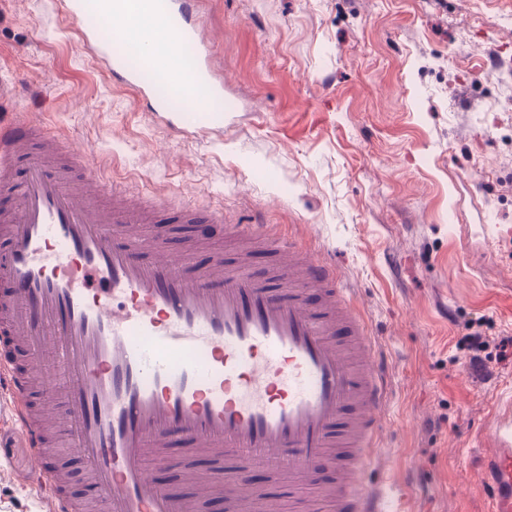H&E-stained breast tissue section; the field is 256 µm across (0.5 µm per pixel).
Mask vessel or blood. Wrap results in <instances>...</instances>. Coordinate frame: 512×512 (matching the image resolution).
Returning a JSON list of instances; mask_svg holds the SVG:
<instances>
[{
    "mask_svg": "<svg viewBox=\"0 0 512 512\" xmlns=\"http://www.w3.org/2000/svg\"><path fill=\"white\" fill-rule=\"evenodd\" d=\"M72 20L98 16L82 29L84 44L115 84L172 132L220 134L226 113L224 78L202 30L198 0H61ZM151 11L173 47H192L190 74L160 63L155 43L142 66L125 62L121 22ZM152 80H145L144 71ZM203 87L188 99L198 121L155 92L156 83ZM26 121H0V196L20 192L15 208L0 207V389L11 399L12 428L31 452L34 474L52 492L46 512H83L65 492L55 462L68 453L85 464L97 512H203L212 494L226 512H402L397 493L367 478L382 454L388 380L349 289L325 258L267 224H228L223 212L187 211L217 237L248 236L281 254L276 268L257 276L228 268L214 256L201 269L160 238L128 232L142 223L140 206L103 209L75 193L73 170L96 173L82 155L51 168L29 144ZM26 155L22 186L11 163ZM50 347L54 376L38 360L19 366L15 351ZM62 395L43 418L29 398ZM496 444L481 469L490 512H512V420L493 429ZM182 444L218 459L191 476L182 497L155 482L148 458L163 459ZM265 464L297 494L280 506L254 480Z\"/></svg>",
    "mask_w": 512,
    "mask_h": 512,
    "instance_id": "obj_1",
    "label": "vessel or blood"
}]
</instances>
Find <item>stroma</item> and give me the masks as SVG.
<instances>
[{"label": "stroma", "instance_id": "obj_1", "mask_svg": "<svg viewBox=\"0 0 512 512\" xmlns=\"http://www.w3.org/2000/svg\"><path fill=\"white\" fill-rule=\"evenodd\" d=\"M224 73L221 137L174 136L112 82L59 0H0V106L66 131L112 183L158 204L173 250L198 266L233 241L177 223L280 224L336 261L387 373L391 404L371 479L405 512H488L477 487L495 421L512 410V0H201ZM490 345L470 365L464 337ZM0 401V512H44ZM152 465L185 494L184 448Z\"/></svg>", "mask_w": 512, "mask_h": 512}]
</instances>
